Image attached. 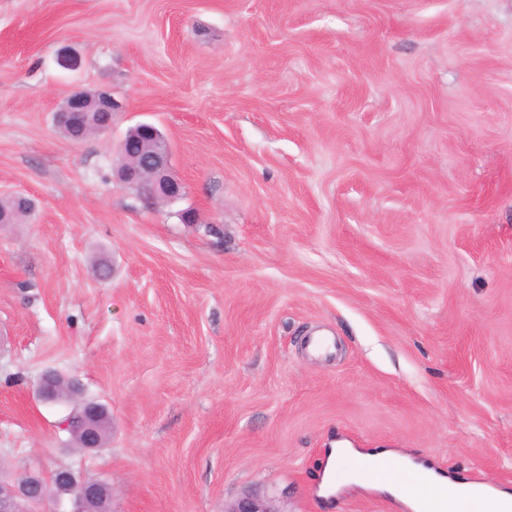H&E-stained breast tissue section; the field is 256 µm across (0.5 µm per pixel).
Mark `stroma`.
<instances>
[{"label":"stroma","instance_id":"35a3bbf8","mask_svg":"<svg viewBox=\"0 0 512 512\" xmlns=\"http://www.w3.org/2000/svg\"><path fill=\"white\" fill-rule=\"evenodd\" d=\"M78 90L123 108L75 143L53 115ZM140 122L177 202L112 177ZM17 194L0 469L107 480L112 512H403L319 496L336 447L512 490V0H0ZM48 371L110 410L101 451L37 400ZM225 512H280L273 500L261 497L259 495H245L231 506L224 510Z\"/></svg>","mask_w":512,"mask_h":512}]
</instances>
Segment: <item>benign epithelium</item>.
I'll use <instances>...</instances> for the list:
<instances>
[{"label": "benign epithelium", "mask_w": 512, "mask_h": 512, "mask_svg": "<svg viewBox=\"0 0 512 512\" xmlns=\"http://www.w3.org/2000/svg\"><path fill=\"white\" fill-rule=\"evenodd\" d=\"M121 104L108 92L90 97L82 91L71 93L56 113L55 124L82 140L91 134L105 133L112 128V114ZM163 135L151 123L137 125L135 145L122 141L121 162L113 165V176L120 183L140 191V199L152 204L163 198L174 202L181 198L182 183L171 174L168 145ZM38 399L43 403L68 401L75 404L77 416H67L61 429L78 435L85 452L105 446L103 430L112 424L106 405L82 397L76 380H63L52 371L40 377ZM69 496L70 512H102L101 505L112 501V484L99 479H87L73 470L59 467L45 477L35 473L17 479L0 477V512H46L47 503L61 495ZM225 512H281L273 500L259 495H245Z\"/></svg>", "instance_id": "7a95c632"}]
</instances>
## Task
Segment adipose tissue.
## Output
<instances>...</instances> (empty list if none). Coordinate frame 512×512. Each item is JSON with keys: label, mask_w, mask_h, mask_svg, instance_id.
<instances>
[{"label": "adipose tissue", "mask_w": 512, "mask_h": 512, "mask_svg": "<svg viewBox=\"0 0 512 512\" xmlns=\"http://www.w3.org/2000/svg\"><path fill=\"white\" fill-rule=\"evenodd\" d=\"M370 457L377 462V471L351 474V482L365 489L388 492L399 499L409 512H424V502L436 488L452 492L441 512H459L460 505L465 503L475 504L478 512H499L501 503H512V492L482 483L453 480L431 469L425 472L426 486H418L413 478L417 463L387 449L371 452Z\"/></svg>", "instance_id": "obj_1"}]
</instances>
